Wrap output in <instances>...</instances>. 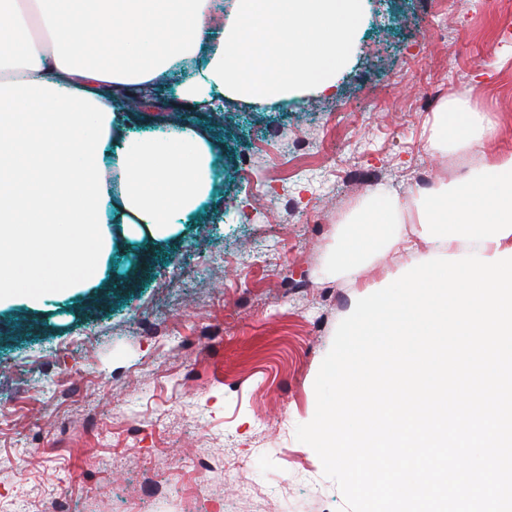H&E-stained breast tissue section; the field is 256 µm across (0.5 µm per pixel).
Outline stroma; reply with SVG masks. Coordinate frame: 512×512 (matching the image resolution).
I'll return each instance as SVG.
<instances>
[{
	"mask_svg": "<svg viewBox=\"0 0 512 512\" xmlns=\"http://www.w3.org/2000/svg\"><path fill=\"white\" fill-rule=\"evenodd\" d=\"M202 62L126 127L206 131L224 170L207 205L163 240L113 225L95 287L0 308V512H339L296 428L339 322L435 250L346 277L340 232L379 190L412 197L512 153V0H367L335 88L284 108L196 110L176 87ZM463 93L484 140L432 151L435 112Z\"/></svg>",
	"mask_w": 512,
	"mask_h": 512,
	"instance_id": "1",
	"label": "stroma"
}]
</instances>
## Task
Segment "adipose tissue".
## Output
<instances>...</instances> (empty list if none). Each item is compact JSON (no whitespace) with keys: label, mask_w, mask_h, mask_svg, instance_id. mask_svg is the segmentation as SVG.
<instances>
[{"label":"adipose tissue","mask_w":512,"mask_h":512,"mask_svg":"<svg viewBox=\"0 0 512 512\" xmlns=\"http://www.w3.org/2000/svg\"><path fill=\"white\" fill-rule=\"evenodd\" d=\"M0 0V307L94 287L128 237L169 236L210 197L219 172L209 141L186 126L117 137L112 93L161 81L182 59L203 66L178 95L253 105L329 90L356 37L362 0H232L216 25L211 0H32L47 34L35 44ZM468 102L437 112L432 148L478 139ZM403 202L378 193L356 211L336 252L355 271L379 250L414 251L393 232Z\"/></svg>","instance_id":"ef3b65f1"}]
</instances>
